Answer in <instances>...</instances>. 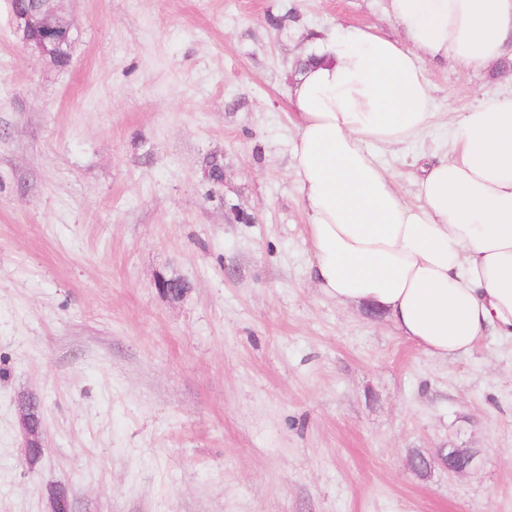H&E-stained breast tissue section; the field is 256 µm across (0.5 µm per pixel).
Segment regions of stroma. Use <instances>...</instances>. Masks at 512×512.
I'll list each match as a JSON object with an SVG mask.
<instances>
[{"label": "stroma", "mask_w": 512, "mask_h": 512, "mask_svg": "<svg viewBox=\"0 0 512 512\" xmlns=\"http://www.w3.org/2000/svg\"><path fill=\"white\" fill-rule=\"evenodd\" d=\"M292 12L285 31L269 17ZM71 60L0 0V512H512V338L431 360L309 281L283 94L312 34L386 0H63ZM436 124L376 159L408 201L512 69L424 63ZM224 163L222 199L203 176ZM250 222L238 220V213ZM180 278L187 293L163 294ZM36 395L44 453L25 456ZM474 452L462 474L411 468ZM30 404L37 405V410H39V402L35 397L28 396L24 397L19 401V410H20V426L22 429V434L24 437V448L26 456H29L31 448H38L40 456L42 454V437L44 434V422L42 416L36 421V424L33 426L34 428L31 430V422H30V412L34 410H30ZM30 410V411H29Z\"/></svg>", "instance_id": "obj_1"}]
</instances>
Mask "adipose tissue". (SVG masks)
Here are the masks:
<instances>
[{"label":"adipose tissue","mask_w":512,"mask_h":512,"mask_svg":"<svg viewBox=\"0 0 512 512\" xmlns=\"http://www.w3.org/2000/svg\"><path fill=\"white\" fill-rule=\"evenodd\" d=\"M387 13L403 40L370 27L316 40L285 86L298 128L290 177L319 291L382 314L423 355L452 361L485 332L512 337V95L461 113L451 153L422 171L419 204L369 147L431 126L425 60L480 70L503 57L512 0H388Z\"/></svg>","instance_id":"ef3b65f1"}]
</instances>
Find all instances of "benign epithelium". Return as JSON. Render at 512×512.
I'll return each instance as SVG.
<instances>
[{
	"instance_id": "obj_1",
	"label": "benign epithelium",
	"mask_w": 512,
	"mask_h": 512,
	"mask_svg": "<svg viewBox=\"0 0 512 512\" xmlns=\"http://www.w3.org/2000/svg\"><path fill=\"white\" fill-rule=\"evenodd\" d=\"M62 0H33V5L26 8L19 6L20 0H10L11 14L15 32L23 46L32 54L41 58L55 55L70 57L73 42L72 29L61 25ZM37 404V399L28 396L19 401L20 426L24 437L25 453L33 448H42L44 434L43 419L36 424L30 422V405ZM473 462L472 453L465 448H450L436 457L419 455L413 462L414 471L424 476L435 465H442L448 472L460 474L465 472Z\"/></svg>"
}]
</instances>
